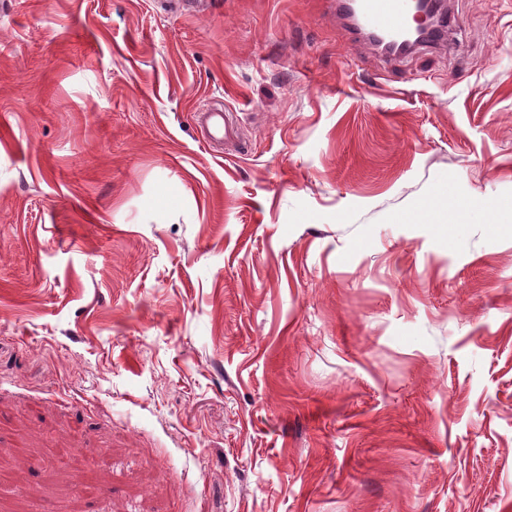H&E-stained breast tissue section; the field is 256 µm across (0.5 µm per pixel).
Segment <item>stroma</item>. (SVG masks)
Listing matches in <instances>:
<instances>
[{
    "label": "stroma",
    "mask_w": 512,
    "mask_h": 512,
    "mask_svg": "<svg viewBox=\"0 0 512 512\" xmlns=\"http://www.w3.org/2000/svg\"><path fill=\"white\" fill-rule=\"evenodd\" d=\"M333 3L0 0V512H512V0ZM356 13L363 39L367 33L398 38L410 27L413 18L412 0H355ZM205 138L211 142L223 143L237 151H244L239 131L238 113L230 109L207 106L198 111Z\"/></svg>",
    "instance_id": "35a3bbf8"
}]
</instances>
